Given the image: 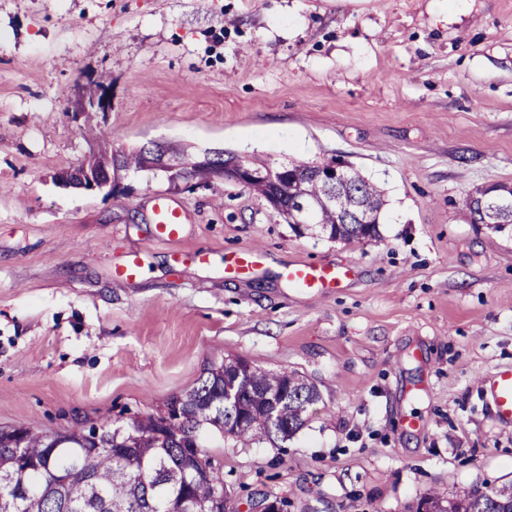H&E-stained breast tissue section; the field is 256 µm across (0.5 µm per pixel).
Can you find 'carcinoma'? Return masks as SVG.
I'll use <instances>...</instances> for the list:
<instances>
[{"label": "carcinoma", "instance_id": "carcinoma-1", "mask_svg": "<svg viewBox=\"0 0 512 512\" xmlns=\"http://www.w3.org/2000/svg\"><path fill=\"white\" fill-rule=\"evenodd\" d=\"M313 205L311 224L329 238L371 242L380 238L376 224H338L336 208L323 203L320 184H307ZM363 197L380 210L385 193L380 185L364 182ZM235 385L238 398L224 406L219 388ZM316 391L294 371L267 370L241 360L213 361L196 386L168 399L163 412L146 413L125 421L99 424V443L89 439L97 428L75 426L54 433L23 431V451L15 447L16 427L0 426V512H90L107 504L111 512H211L217 490L224 487L221 464L204 446V435L215 430L239 441L263 437L286 442L307 420V397ZM181 414H175V407ZM198 437V455L211 466L207 483L193 479L183 444ZM26 482L31 492L21 498L11 484ZM489 496L506 502L512 485L492 487L452 499L431 491L424 497L432 512H472Z\"/></svg>", "mask_w": 512, "mask_h": 512}]
</instances>
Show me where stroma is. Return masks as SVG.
I'll return each instance as SVG.
<instances>
[{"instance_id":"stroma-1","label":"stroma","mask_w":512,"mask_h":512,"mask_svg":"<svg viewBox=\"0 0 512 512\" xmlns=\"http://www.w3.org/2000/svg\"><path fill=\"white\" fill-rule=\"evenodd\" d=\"M105 79L107 113L75 114ZM107 127V140L91 131ZM149 142L272 165L348 159L386 189L379 242L293 231L249 189L122 172L57 184ZM512 183V0H0V426L47 433L163 408L221 358L319 392L285 449L212 436L238 512H417L512 484V225L469 193ZM186 215L156 236V195ZM268 253L231 278L224 257ZM137 255L139 274L113 269ZM352 263L339 288L280 277ZM418 425L403 427L406 418ZM118 152H92L77 165L59 172L55 179L65 187L111 193L119 186ZM503 187L507 191L498 195V201L496 204L489 207L483 199V195L478 193H472L469 200L470 211H478L482 215V224H488L491 226H503L505 224H512L511 221H504L496 215L497 208H502L512 199V186L504 184ZM490 393L498 418L512 421V368L500 369L493 375Z\"/></svg>"}]
</instances>
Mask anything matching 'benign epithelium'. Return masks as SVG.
Returning <instances> with one entry per match:
<instances>
[{
  "mask_svg": "<svg viewBox=\"0 0 512 512\" xmlns=\"http://www.w3.org/2000/svg\"><path fill=\"white\" fill-rule=\"evenodd\" d=\"M112 98L109 90L104 89L93 98L81 99V106L75 115L83 112H107L111 109ZM140 150L146 158V166L160 169L171 174L175 183H184L189 187H199L202 182L195 180L197 169L205 167L213 175L228 183L251 187L261 185L265 188L264 200L274 213L285 223L308 226L305 216L311 209L307 195L299 191L303 182L313 179L324 185L327 193L326 203L336 206L337 223L371 224L375 212L363 208L357 211L345 206L348 195H359L363 188V178L353 166L340 157H332L314 165L290 162L278 165H256L238 155H226L222 149H213L193 160L171 154L166 146H142ZM56 181L65 187L90 192H112L119 186V168L117 154L92 152L77 165L59 172ZM512 200V186H505V192L498 195L497 203L489 206L483 195L472 193L469 200L470 210L482 215V223L491 226H503L506 221L496 215V210Z\"/></svg>",
  "mask_w": 512,
  "mask_h": 512,
  "instance_id": "obj_1",
  "label": "benign epithelium"
}]
</instances>
